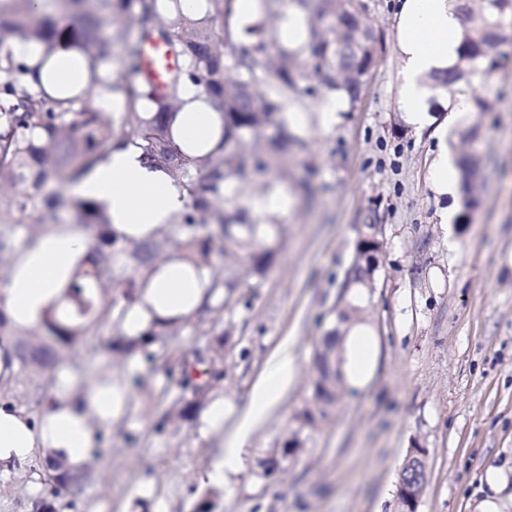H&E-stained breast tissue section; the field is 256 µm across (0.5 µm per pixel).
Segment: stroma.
Returning <instances> with one entry per match:
<instances>
[{
    "label": "stroma",
    "instance_id": "stroma-1",
    "mask_svg": "<svg viewBox=\"0 0 512 512\" xmlns=\"http://www.w3.org/2000/svg\"><path fill=\"white\" fill-rule=\"evenodd\" d=\"M362 2L383 36L376 64L358 103L331 127L322 124L323 99L290 104L288 125L308 148L275 178L287 210L269 211L259 178L224 203L288 227L268 277L242 276L239 303L220 323L219 390L234 414L220 432L197 420L157 431L180 392L178 366L116 357L108 335L94 338L97 364L128 383V400L116 422L94 424L87 484L67 512H192L209 487L210 512H400L399 474L418 443L429 451L418 512H482L489 499L512 512V12L502 19L494 106L467 116L479 124L484 170L480 204L461 228L443 221L460 197L439 193L433 180L438 155L459 139L440 124L405 126L395 0ZM370 213L383 226V256L358 323L373 336L375 367L365 384L343 386L327 420L303 428L296 416L311 402L314 354L342 306ZM283 350L295 381L255 430L243 469L211 484L224 432ZM294 435L299 451L283 456ZM492 468L504 483H487Z\"/></svg>",
    "mask_w": 512,
    "mask_h": 512
}]
</instances>
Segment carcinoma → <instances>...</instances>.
Here are the masks:
<instances>
[{
  "instance_id": "cac0c4a2",
  "label": "carcinoma",
  "mask_w": 512,
  "mask_h": 512,
  "mask_svg": "<svg viewBox=\"0 0 512 512\" xmlns=\"http://www.w3.org/2000/svg\"><path fill=\"white\" fill-rule=\"evenodd\" d=\"M50 2L59 18L73 20L71 27L80 33L91 57L81 90L59 85L50 75L44 82L32 81V69L11 38L18 35L41 43L42 66L62 32L54 18L31 7L32 0H0V286L5 285L18 250L47 228L41 219L43 209L58 227L79 224L95 229L96 243L64 285V305L48 310L36 330H17L0 294V348L12 349L21 375L18 385L0 380V403L31 417L52 408L56 398L49 386L55 369L77 344L107 329L116 353L140 352L158 368L174 358L181 361V396L170 405V413L182 421L193 420L211 390L224 380V331L213 332L203 350H183L180 336L202 323L215 324L224 311L232 310L239 288L237 265L246 259L253 276L265 277L283 234V225L274 218L261 223L243 209H224V196L232 184L279 172L288 155L306 150L304 135L288 130V104L303 95L343 97L351 107L359 101L365 71L373 68L375 56L360 58L338 48L363 37L378 43L381 35L359 27L357 0H320V10L306 17L303 39L279 45L273 65L267 59L265 14L259 13L243 29L249 38L244 43L230 23L234 0H209L214 11L201 18L171 15L166 0ZM454 2L460 23L457 58L450 68L431 76L432 87L452 100L467 93L472 111L488 112L493 107L488 78L499 66L502 19L512 10V0H497L495 10L483 2ZM124 15L132 18L137 34L122 41L121 62L136 78L119 82L112 72V40L103 26ZM147 38L170 44L181 58L161 91L137 77ZM307 73L317 78V85L302 90L298 82ZM187 78L202 88L224 121L219 141L210 150L204 143L180 145L173 136L172 116ZM116 95L123 96L125 111H106L103 104ZM127 123L133 133H119ZM246 136L265 138L266 149L244 154L239 144ZM129 146L139 151L145 164L165 171L185 198L181 220L161 227L145 242L110 233L112 220L101 203L63 196L112 149ZM457 166L467 208L473 186L482 178V158L471 152L460 157ZM19 225L26 229L21 241L15 235ZM363 245L357 241L342 285L346 294L369 288L372 270L358 261ZM171 257L185 262L196 276H207L204 301L186 316L158 320L140 338H128L122 331L126 313L139 302L157 263ZM359 313V307L345 302L338 311L343 329L333 327L323 337L313 361V403L297 417L300 427L325 420L335 405L343 359H337L333 368L323 352L336 349ZM2 468L24 471L32 484L31 512H60L62 495L79 494L88 478L84 464H74L50 448H40L22 462L0 464Z\"/></svg>"
}]
</instances>
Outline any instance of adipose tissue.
<instances>
[{"instance_id": "ef3b65f1", "label": "adipose tissue", "mask_w": 512, "mask_h": 512, "mask_svg": "<svg viewBox=\"0 0 512 512\" xmlns=\"http://www.w3.org/2000/svg\"><path fill=\"white\" fill-rule=\"evenodd\" d=\"M396 41L403 62L399 102L416 130L432 123L428 102L434 94L428 76L448 67L457 55L459 22L452 0H399ZM186 106L175 120L179 143L209 140L221 120L211 105L201 99L198 87L187 86ZM71 192L91 197L107 208L117 233L144 240L160 226L172 223L184 209V196L162 170L143 164L131 147L112 151L108 160ZM92 230L50 227L34 244L22 248L6 284L0 288L10 317L18 329L37 327L41 313L59 304L63 285L75 265L89 253ZM203 290L198 278L187 275L178 264L161 265L147 282L144 294L127 314L123 332L139 337L158 318L189 314L200 302ZM343 373L350 385L363 384L374 364V343L365 327L344 337ZM297 369L289 357L275 356L270 370L256 383L247 407L241 412L231 439L215 459L210 480L223 482L243 464L256 427L294 382ZM128 393L113 378L93 385L86 393L73 395L62 389L56 409L45 411L37 423L18 409L0 406V461H22L35 449L52 448L73 462L85 460L92 443V421L105 424L120 416Z\"/></svg>"}]
</instances>
